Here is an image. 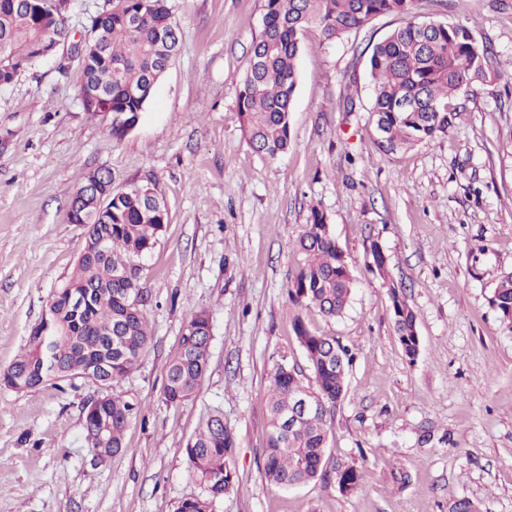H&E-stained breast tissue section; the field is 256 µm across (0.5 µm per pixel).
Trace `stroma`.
I'll return each mask as SVG.
<instances>
[{
	"label": "stroma",
	"instance_id": "obj_1",
	"mask_svg": "<svg viewBox=\"0 0 512 512\" xmlns=\"http://www.w3.org/2000/svg\"><path fill=\"white\" fill-rule=\"evenodd\" d=\"M265 5L174 0L180 52L120 137L111 113L84 111L77 62L47 59L0 91V371L74 273L85 227L67 211L89 173L109 170L117 191L154 183L167 204L164 235L139 262L151 343L117 387L137 407L123 451L102 462L84 439L91 380L0 385V512H175L199 492L185 448L213 413L235 440L233 485L214 512H448L460 500L512 512V330L490 304L512 270V85L473 86L445 134L387 153L367 61L402 17L332 43L312 28L290 147L268 159L237 109ZM413 18L464 25L512 61V0H415ZM314 208L356 277L336 319L288 300ZM375 244L388 278L369 268ZM391 281L416 314L412 361L394 333ZM200 310L212 327L207 372L194 399L170 405L168 362ZM297 316L354 358L325 421L324 478L283 490L264 477L267 392L281 361L312 378ZM347 468L359 474L351 493L338 486Z\"/></svg>",
	"mask_w": 512,
	"mask_h": 512
}]
</instances>
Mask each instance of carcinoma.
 Returning <instances> with one entry per match:
<instances>
[{
	"label": "carcinoma",
	"mask_w": 512,
	"mask_h": 512,
	"mask_svg": "<svg viewBox=\"0 0 512 512\" xmlns=\"http://www.w3.org/2000/svg\"><path fill=\"white\" fill-rule=\"evenodd\" d=\"M414 0H266L262 30L254 41L250 67L238 94L237 108L250 147L274 159L291 143L289 112L298 83V56L302 33L315 28L332 42L358 30L379 15L406 17L372 49L367 70L373 86L372 112L379 146L387 153L429 142L448 129L455 112L448 101L474 83L493 74L512 79V69L500 68L486 46L469 28L409 19ZM52 24L59 35L70 37L68 9L58 10L47 0H0V90L46 57L41 29ZM92 36L84 41L80 63L84 82L81 97L97 99L95 112L142 113L156 83L176 57L181 32L171 0H105L93 18ZM111 174L97 170L71 198L70 208L82 212L87 233L108 234L104 252L81 257L75 275L58 288L50 302V329L45 336L28 337L27 349L4 371L24 379L32 388L70 379L88 360L112 358L109 386L116 387L136 369L150 343L142 306L137 259L158 244L165 227L162 206L151 203L148 188L112 195V207L97 210L88 193L97 180ZM301 265L288 287L294 305L313 307L323 316L343 314L356 285L353 266L318 209H311L309 224L296 242ZM83 289L94 296L78 319L67 309L69 290ZM394 329L405 356L413 361L420 352L416 315L399 286L388 281ZM501 320L512 329V271L498 279L491 297ZM292 328L313 373V383L285 362L274 366L268 390L269 433L264 475L278 488L288 489L323 477L327 448L324 428L328 413L346 394L349 349L336 338L310 330L300 317ZM210 319L204 311L189 315L169 362L164 399L170 405L191 400L206 374ZM313 392L320 409L294 422L280 416L299 395ZM136 414L124 396L109 393L107 415L112 426L101 438L94 419L84 421L85 440L95 451L114 456L123 450L125 432ZM232 433L213 415L197 429L186 446L192 476L200 492L183 500L177 512H214L217 500L232 486L227 458L234 448ZM342 491L358 489L354 469L339 474Z\"/></svg>",
	"instance_id": "obj_1"
}]
</instances>
